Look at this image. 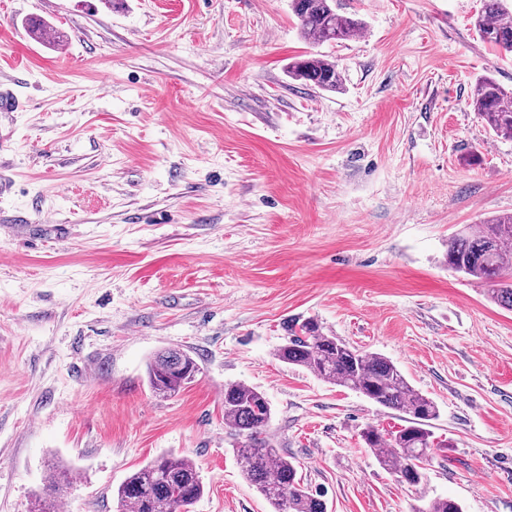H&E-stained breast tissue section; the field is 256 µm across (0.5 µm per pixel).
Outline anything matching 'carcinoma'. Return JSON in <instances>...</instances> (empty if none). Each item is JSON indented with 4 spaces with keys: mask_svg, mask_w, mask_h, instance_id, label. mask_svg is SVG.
Masks as SVG:
<instances>
[{
    "mask_svg": "<svg viewBox=\"0 0 512 512\" xmlns=\"http://www.w3.org/2000/svg\"><path fill=\"white\" fill-rule=\"evenodd\" d=\"M304 38L317 45L348 40L362 22L336 10V0H292ZM44 41L59 44L64 35L38 20L30 22ZM481 39L512 51V10L504 0H483L474 20ZM291 78L320 91L341 86L337 65L320 54H305L289 63ZM471 106L494 133L512 137V91L485 77L476 83ZM448 268L487 286L488 296L501 308L512 310V215L486 220L448 242ZM284 363L304 367L320 378L359 392L376 405L403 415L406 425L384 433L375 426L362 432L367 447L380 464L400 481L417 485L421 463L433 448L431 421L438 416L436 403L417 392L401 369L389 358L353 348L325 334L312 320L299 324V333L277 349ZM199 372L189 354L168 349L148 365L152 392L163 398L178 394ZM271 419L265 395L244 383L224 386V424L243 439L236 448L247 482L270 503L273 512H326L325 502L297 477L298 464L264 436ZM66 472L48 476L43 494L36 496L32 512H56ZM205 490L194 462L186 456L162 454L130 473L116 490L120 512H180L187 499ZM417 512H461L448 498H436Z\"/></svg>",
    "mask_w": 512,
    "mask_h": 512,
    "instance_id": "obj_1",
    "label": "carcinoma"
}]
</instances>
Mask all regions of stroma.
I'll list each match as a JSON object with an SVG mask.
<instances>
[{
    "instance_id": "obj_1",
    "label": "stroma",
    "mask_w": 512,
    "mask_h": 512,
    "mask_svg": "<svg viewBox=\"0 0 512 512\" xmlns=\"http://www.w3.org/2000/svg\"><path fill=\"white\" fill-rule=\"evenodd\" d=\"M336 4L364 27L316 45L291 0H0V89L23 103L0 112V512L57 467L65 512H117L170 452L205 484L191 512H272L224 425L231 382L265 394L327 512H512V311L445 261L512 213V137L471 106L482 78L512 88V53L475 32L482 0ZM310 52L340 90L289 77ZM306 319L437 404L419 484L362 439L397 412L277 359ZM168 348L199 372L161 398ZM198 372L199 366L189 354L168 349L157 353L149 363L148 382L155 395L167 398L178 394Z\"/></svg>"
}]
</instances>
